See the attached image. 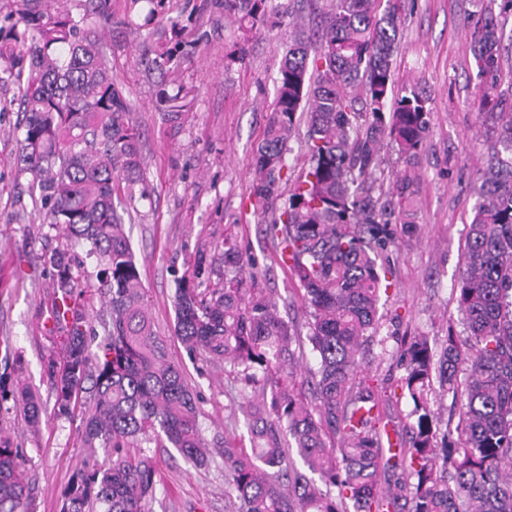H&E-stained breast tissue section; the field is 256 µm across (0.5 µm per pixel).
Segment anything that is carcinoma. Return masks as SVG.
<instances>
[{
	"mask_svg": "<svg viewBox=\"0 0 512 512\" xmlns=\"http://www.w3.org/2000/svg\"><path fill=\"white\" fill-rule=\"evenodd\" d=\"M0 43L5 70L23 83L18 172L29 175L35 212L67 239L83 241L107 298L99 352L77 303L81 274L69 252L55 271L48 310L61 351L44 366L60 417L82 416L86 448L112 451L108 467L87 460L61 512H150L156 468L144 449L171 446L202 465L224 457L225 496L237 512H512V81L501 44L512 0H487L472 32L493 143L468 224L464 267L452 288L467 336H407L403 375L369 371L382 296L395 286L381 253L417 224L411 168L431 125L420 84L396 88L405 0H333L316 41L294 32L277 96L254 155L252 194L260 224L298 284L308 333L300 336L263 291L244 287L238 245L224 239V286L211 287L203 251L175 293V332L187 351L234 372L250 388L249 448L206 447L199 411L170 359L151 312L114 198L143 184L139 133L112 79L98 34L69 10L18 0ZM267 0H224V15L272 27ZM305 123L301 174L282 197L292 130ZM405 169L385 178L384 146ZM310 348L315 366L298 377ZM92 385L85 386L86 381ZM451 397L457 423L433 409L434 387ZM14 404L39 422L25 385ZM407 397L413 421L389 415ZM25 460L0 431V512H34Z\"/></svg>",
	"mask_w": 512,
	"mask_h": 512,
	"instance_id": "1",
	"label": "carcinoma"
}]
</instances>
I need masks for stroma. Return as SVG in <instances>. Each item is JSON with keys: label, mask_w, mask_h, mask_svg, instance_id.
<instances>
[{"label": "stroma", "mask_w": 512, "mask_h": 512, "mask_svg": "<svg viewBox=\"0 0 512 512\" xmlns=\"http://www.w3.org/2000/svg\"><path fill=\"white\" fill-rule=\"evenodd\" d=\"M69 7L100 35L112 77L132 107L140 134L145 192L116 204L131 217L130 235L158 331L181 367L200 412L208 447H249L242 406L247 388L230 371L190 355L174 333L173 300L187 263L198 251L213 260V282L224 275V240L236 241L253 264L256 287L291 312L305 328L297 284L278 264L259 222L252 195L253 150L276 97L282 57L294 26L316 37L331 0H297L293 24L247 30L225 16L221 0H155L146 13L137 0H45ZM478 0H407L397 86L424 83L432 129L416 167L419 224L382 253L395 286L382 299L380 328L370 366L400 377L403 334L447 335L457 319L451 297L462 268L466 226L486 165L488 121L474 99L477 69L470 33ZM173 50L157 67L155 57ZM177 93L183 108L171 116L162 92ZM20 90L0 78V380L39 392L43 413L30 424L13 400L0 402V423L10 426L34 485V512H60L63 494L88 452L80 418L55 416L43 379L48 355L59 348L46 320L53 269L48 257L68 250L84 260L86 246L40 223L18 174L23 137ZM157 470L152 512H231L224 497V461L199 466L175 449L149 448ZM99 466L109 452L96 449Z\"/></svg>", "instance_id": "obj_1"}]
</instances>
